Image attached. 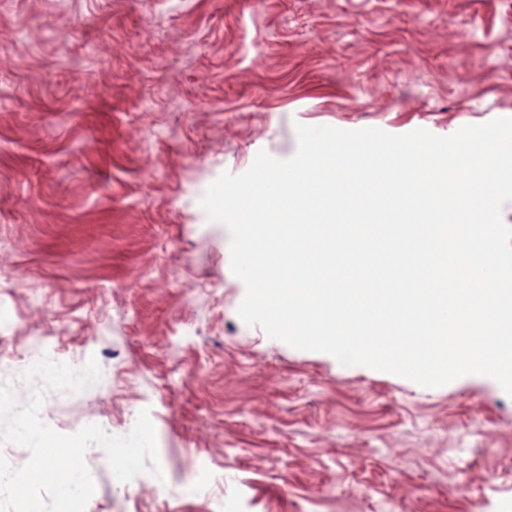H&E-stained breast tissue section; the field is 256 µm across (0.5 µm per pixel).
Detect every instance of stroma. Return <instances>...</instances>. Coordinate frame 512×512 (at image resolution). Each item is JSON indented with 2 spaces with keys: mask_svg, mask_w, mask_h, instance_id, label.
<instances>
[{
  "mask_svg": "<svg viewBox=\"0 0 512 512\" xmlns=\"http://www.w3.org/2000/svg\"><path fill=\"white\" fill-rule=\"evenodd\" d=\"M500 117L512 0H0V385L61 433L156 430L158 478L88 448L86 512H512L495 379L425 388L246 325L201 206L299 123Z\"/></svg>",
  "mask_w": 512,
  "mask_h": 512,
  "instance_id": "obj_1",
  "label": "stroma"
}]
</instances>
